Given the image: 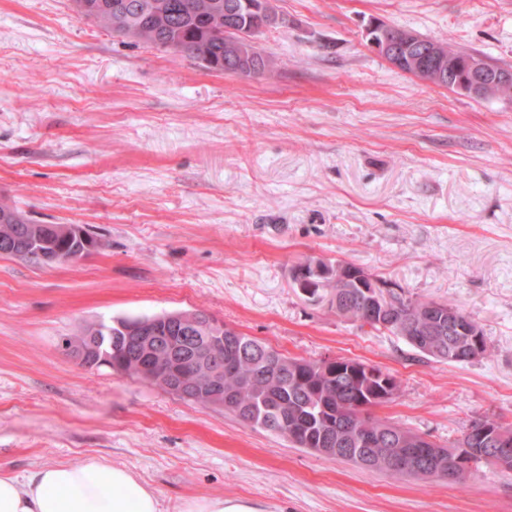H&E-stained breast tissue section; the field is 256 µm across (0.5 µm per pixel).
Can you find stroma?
<instances>
[{"instance_id":"35a3bbf8","label":"stroma","mask_w":512,"mask_h":512,"mask_svg":"<svg viewBox=\"0 0 512 512\" xmlns=\"http://www.w3.org/2000/svg\"><path fill=\"white\" fill-rule=\"evenodd\" d=\"M243 77L78 19L70 0H0V203L80 224L73 265L0 256V473L94 457L166 512H512V472L393 478L297 447L218 407L61 347L90 323L202 309L289 357L363 361L401 392L374 410L445 445L512 426V97L402 72L371 19L512 66V0H274ZM315 257L453 303L490 357H424L330 311L291 273ZM179 512H255L245 502L224 500L222 498H204L185 501Z\"/></svg>"}]
</instances>
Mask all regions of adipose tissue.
<instances>
[{
  "instance_id": "obj_1",
  "label": "adipose tissue",
  "mask_w": 512,
  "mask_h": 512,
  "mask_svg": "<svg viewBox=\"0 0 512 512\" xmlns=\"http://www.w3.org/2000/svg\"><path fill=\"white\" fill-rule=\"evenodd\" d=\"M0 512H163L156 490L131 470L90 458L27 477L0 473Z\"/></svg>"
}]
</instances>
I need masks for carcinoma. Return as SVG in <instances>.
<instances>
[{
    "label": "carcinoma",
    "instance_id": "obj_1",
    "mask_svg": "<svg viewBox=\"0 0 512 512\" xmlns=\"http://www.w3.org/2000/svg\"><path fill=\"white\" fill-rule=\"evenodd\" d=\"M72 10L80 19H87L121 37L145 41L156 47L176 44L188 57L199 59L213 70L232 72L243 66L244 44L237 30L246 23V14L237 9L242 0H71ZM429 52L435 57L465 60L475 53L454 48L447 43L421 38L413 51L419 56ZM22 223L21 214L0 204V255L22 258L32 264L41 261L36 255L22 253V242L12 238L11 225ZM329 306L336 315L361 322L375 332L388 331L404 338L420 353L437 361L469 363L484 359L489 345L478 322L460 308L446 302L422 301L413 298L405 289L393 291L382 300L376 312H370L366 297L357 288H335ZM459 318L463 332L448 335V312ZM480 340L481 349L475 353L471 345ZM222 357L232 356L238 364V375H224V390L235 391V400L224 404V410L241 421L267 432L277 434L274 425L260 422L262 407L268 404L282 408L291 423L302 426L311 436L320 434L324 423L312 416L311 405L323 403L336 408L345 402L363 399L370 402L380 387V381L365 375L353 381L348 375L332 376L336 365L324 361L288 357L276 349L248 336L235 332L224 337ZM365 425L380 433V440L371 447L358 442L355 430L344 432L342 442L326 448L320 455L349 462L345 448L359 450L367 462L364 469L382 471L429 481L421 471H406L391 462L395 438L422 439V436L393 422L368 415ZM446 457L464 461L491 463L486 458L490 448L470 440L445 446Z\"/></svg>",
    "mask_w": 512,
    "mask_h": 512
}]
</instances>
